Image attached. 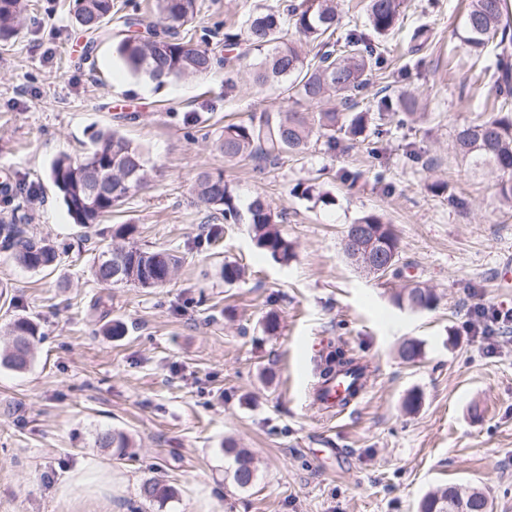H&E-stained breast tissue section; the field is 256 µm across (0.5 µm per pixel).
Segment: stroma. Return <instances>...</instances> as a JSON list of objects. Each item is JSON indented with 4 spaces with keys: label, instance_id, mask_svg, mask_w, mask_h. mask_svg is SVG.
<instances>
[{
    "label": "stroma",
    "instance_id": "35a3bbf8",
    "mask_svg": "<svg viewBox=\"0 0 512 512\" xmlns=\"http://www.w3.org/2000/svg\"><path fill=\"white\" fill-rule=\"evenodd\" d=\"M276 2L198 0L194 41L224 56L225 28ZM462 17V0H403L382 39L386 67L369 100L389 87L415 97L427 121L375 143L314 142L260 175L225 162L219 137L225 124L288 107L283 87H255L240 67L144 84L110 43L84 61L72 0H28L16 35L0 41V170L14 193L32 194L37 236L66 252L43 272L0 255V328L24 316L42 334L28 371L0 367V512H158L138 494L147 480L177 489L167 512H418L426 493L453 483L512 512V322L497 325L490 354L474 312L512 309L497 284L512 258V209L496 197V173L471 170L450 148L495 96L482 71L496 58H475L455 38ZM421 26L432 36L420 46ZM106 128L142 147L148 184L89 230L69 217L50 166L84 156ZM217 170L239 207L262 196L282 213L291 262L263 253L245 224L205 243L208 212L193 187ZM300 182L332 203L293 194ZM440 183L448 193L434 192ZM366 213L394 224L401 277L376 279L345 255L346 227ZM120 224L136 225L143 247L179 253L163 287L97 282L92 246L110 244ZM227 262L244 269L231 285L219 273ZM414 282L434 288L433 309L394 304ZM271 311L273 336L263 328ZM407 339L422 344L413 363L399 356ZM339 346L368 365L369 388L330 419L307 393L314 357ZM411 393L419 406L409 413ZM112 427L132 438V457L94 446ZM228 437L258 460L244 491L224 479Z\"/></svg>",
    "mask_w": 512,
    "mask_h": 512
}]
</instances>
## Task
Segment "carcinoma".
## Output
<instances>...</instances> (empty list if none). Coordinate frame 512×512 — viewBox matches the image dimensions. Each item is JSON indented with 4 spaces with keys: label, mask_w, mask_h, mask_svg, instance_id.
<instances>
[{
    "label": "carcinoma",
    "mask_w": 512,
    "mask_h": 512,
    "mask_svg": "<svg viewBox=\"0 0 512 512\" xmlns=\"http://www.w3.org/2000/svg\"><path fill=\"white\" fill-rule=\"evenodd\" d=\"M401 0H367L365 4L369 31L357 27L338 32L336 0H301V3L278 4L248 17L241 30L224 32V46L246 45L237 63L249 62L253 80L258 86L269 83L284 85L294 107L282 111L266 109L254 114L247 123L224 126L219 148L227 160L248 159L255 169L277 166L289 154L300 155L308 150L312 139H325L333 149L343 139L356 141L373 136L379 138L393 121L404 123L397 106L405 113L413 111V102L397 101L384 95L378 110L363 112L360 104L366 98L373 72L383 68L385 59L372 36H386L396 27ZM26 0H0V40L11 38L26 10ZM112 0H75V20L88 40L84 55L90 56L98 45L112 41V48L123 66L132 74H143L152 80L205 78L217 63L209 49L192 40L178 37V29L193 22L197 15L196 0H154V18L162 26V35L145 39L132 33L140 24L133 17L120 16L122 29L112 33ZM461 42L475 56L481 55L490 43L500 50L496 71L492 74L498 95L483 108L493 115L456 130L452 149L455 156L473 170L497 173L498 198L512 205V20L508 0H468L459 34ZM316 50L308 57L305 48ZM337 98L338 110L323 103ZM93 147L84 156L68 154L57 157L50 177L73 223L89 228L112 214L114 207L131 192L145 185L146 161L142 150L119 131L102 129L91 135ZM112 169V186L95 180L98 171ZM194 190L205 207L220 215L226 224L245 223L250 226L256 245L274 260L286 264L294 257L292 244L279 225V215L261 197L253 198L246 210L236 202L224 173L202 172ZM25 199L15 211L21 217L0 224V252L18 265L33 271L57 266L59 246L34 237L29 228ZM365 233L361 244L392 258V263L377 278H398L401 250L394 225L376 213H366L355 220ZM137 232L134 224H121L112 237L124 241L102 250L94 261V275L101 284H131L140 288H159L172 277L180 257L165 251L142 249L131 241ZM123 265V274L112 278L108 265ZM400 307L429 309L437 302L432 289L415 285L393 295ZM10 344L0 351V366L22 373L34 361V342L39 328L29 319L19 317L7 326ZM365 367L355 355L342 348L330 354L323 376L334 375L347 381L349 395L364 374ZM94 445L112 450L122 460L128 456L129 436L114 429L96 433ZM224 456L231 464L225 470L232 484L250 488L256 480L252 455L235 443L224 441ZM139 496L163 508L177 499V491L156 481H145ZM420 512H492L486 494L472 484H451L427 493L420 502Z\"/></svg>",
    "instance_id": "cac0c4a2"
}]
</instances>
